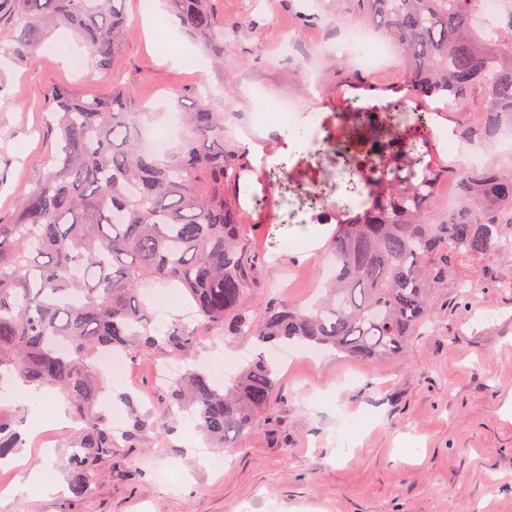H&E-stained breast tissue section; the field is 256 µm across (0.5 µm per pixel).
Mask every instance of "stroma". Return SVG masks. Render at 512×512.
Masks as SVG:
<instances>
[{
	"label": "stroma",
	"instance_id": "obj_1",
	"mask_svg": "<svg viewBox=\"0 0 512 512\" xmlns=\"http://www.w3.org/2000/svg\"><path fill=\"white\" fill-rule=\"evenodd\" d=\"M126 0L130 25L105 71L73 69L57 44L63 27L45 35L36 54L0 73V222L38 179L55 148L41 107L51 85L108 93L132 86L155 109L153 123L168 127L169 113L191 106L193 93H210L224 111L227 139L251 149L253 172L242 185L241 205L257 249L262 225L278 224L273 248L278 265L272 291L305 301L330 262L332 225L315 224L294 188L304 185L335 204L346 197L336 156L314 133L301 152L267 125L256 124L254 89L270 100L294 101L299 114L318 113L330 124L344 78L358 70L339 46L342 22L354 20L355 0H218L233 31L223 66L191 72L165 63L147 45L143 20L174 18L162 0ZM318 14L290 55L280 51V24L301 11ZM404 63L391 54L370 74L360 95L397 114ZM271 192V216L252 212L250 195ZM458 274L474 289L465 300L437 309L435 328L412 341L398 358L367 364L318 356L293 358L270 409L256 419L239 450H218L196 426L178 423L129 447L124 404H110L109 426L119 446L92 489L72 498L66 488L69 431L29 439L19 457L26 468L56 475V494L32 497L0 471V512H512V291L493 286L488 262L464 261ZM113 392L135 396L141 411L156 398L155 372L146 360H128L125 379L109 378ZM174 470V487L159 485L155 470Z\"/></svg>",
	"mask_w": 512,
	"mask_h": 512
}]
</instances>
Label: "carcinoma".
I'll return each instance as SVG.
<instances>
[{
    "label": "carcinoma",
    "mask_w": 512,
    "mask_h": 512,
    "mask_svg": "<svg viewBox=\"0 0 512 512\" xmlns=\"http://www.w3.org/2000/svg\"><path fill=\"white\" fill-rule=\"evenodd\" d=\"M7 2L16 22L3 50L13 60L63 26L106 70L129 22L125 0ZM165 2L181 29L224 64L229 44L217 0ZM357 2L403 56L414 98L451 108L479 91L482 122L462 120L455 135L494 153L502 121H512V12L482 27L472 0ZM44 110L56 149L12 219L0 222V391L19 380L66 398L79 426L67 462L75 497L117 448L101 405L107 381L86 350L161 367L186 363L157 401L167 419L159 436L192 412L217 447L238 448L277 391L281 369L270 351L294 346L369 363L398 357L435 317L448 285L464 287L456 277L463 260L512 258V167L437 164L433 113L424 110L403 118L357 167L359 130L376 123V112L355 95L336 124L321 126L341 167L357 176L350 193L364 197L360 211L341 204L333 213L336 267L325 292L306 304L270 295L253 317L249 302L271 274L244 231L238 185L253 166L247 148L224 143V112L211 97L199 94L178 112L182 136L163 153L144 145L149 113L128 86L97 97L57 85ZM445 173L457 203L434 223ZM154 288L180 293L196 325L175 314L156 324ZM239 336L255 353L229 381L218 384L189 364L206 340ZM118 399L130 412L128 439L137 441L151 413H140L127 393ZM23 422L21 410L0 406V460L23 448Z\"/></svg>",
    "instance_id": "carcinoma-1"
}]
</instances>
